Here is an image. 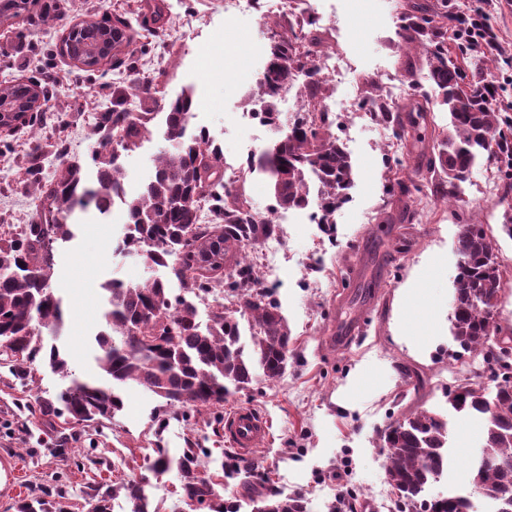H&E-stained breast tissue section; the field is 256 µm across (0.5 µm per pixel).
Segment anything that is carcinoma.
<instances>
[{
    "mask_svg": "<svg viewBox=\"0 0 512 512\" xmlns=\"http://www.w3.org/2000/svg\"><path fill=\"white\" fill-rule=\"evenodd\" d=\"M408 20L417 45L431 59L429 79L448 112L450 135L434 142L426 153L429 171L439 173L437 183H416L406 175L405 160L393 159L389 194L404 203L400 218L415 217L416 206L426 197L447 203L459 200L470 169L483 156L496 166L504 191L512 192V116L473 92L484 79V68L472 65L475 51L448 34V0H416L409 5ZM305 25L303 36L278 40L258 85L266 106L264 120L274 128L278 127L279 91L300 76L311 75L315 66L305 44L318 46L321 38L316 23ZM134 43L127 19L115 15L72 28L60 53L89 69L109 58L121 66L134 54ZM33 91L44 93L34 82L0 84V100L17 108L15 124L31 129L38 124V112L24 108V102ZM431 105L424 93L409 109L382 102L377 115L404 140L414 126L411 113L419 112L424 118L433 111ZM192 112L189 93L168 103L165 133L176 146L157 156L154 176L134 195L122 187L121 157L151 133L154 113H102L95 128L99 148L92 156L97 184L87 183L79 163L61 164L55 179L40 187L43 205L32 222L18 232L0 234V264L6 262L18 270L14 276H0V367L24 381L37 358L43 357L68 384L55 398L39 396L26 409L49 423L61 417L83 421L78 434L57 432L46 448L54 456L68 455V445L78 435L98 432L103 421L121 411L119 391L128 382L164 401L159 419L163 424L170 414L221 406L232 392L247 388L259 377L273 382L288 367V322L273 293L256 288L257 272L245 252L248 246L274 236L278 225L268 218L256 219L245 199L226 191L221 148L204 129L190 136L186 133ZM249 165L269 175L274 211L317 204L328 217L353 182L351 159L339 138L328 126H314L302 118ZM115 200L129 217L119 248L140 252L153 265L169 269L183 294L171 295L164 279L105 283L109 310L104 328L95 335L101 376L85 379L69 371L57 346H47L31 334V326L36 320L56 331L64 323L60 300L51 287L55 261L46 256V244L55 246L74 237L70 220L75 211L93 207L104 214ZM201 202L212 213L210 224L198 223ZM457 243L462 265L454 282L452 336L463 351L485 356L489 317L498 308L502 292L500 269L491 265L496 239L481 224H464ZM211 288L233 296L238 308L230 312L218 302L203 323L186 295ZM5 341L9 345H3ZM482 378L479 371L466 379L462 393L448 397L447 412L417 408L403 416L397 429L389 425L381 431L386 479L401 493L398 512H471L469 498L453 487L446 496L425 499L428 487L448 473L450 414L481 422L482 452L491 462L472 464L471 483L497 508L512 510V386L500 385L492 376L488 385ZM201 452L190 447L172 456L158 448L150 470L156 475L177 470L183 498L196 512H224V500L202 465ZM148 484V478L140 477L127 479L117 488L95 487L90 494L93 512H109L108 503L118 490L124 492L129 512H150ZM62 498L58 486L40 484L17 500L14 509L64 512ZM249 502L264 512H309L303 496L283 497L275 490Z\"/></svg>",
    "mask_w": 512,
    "mask_h": 512,
    "instance_id": "carcinoma-1",
    "label": "carcinoma"
}]
</instances>
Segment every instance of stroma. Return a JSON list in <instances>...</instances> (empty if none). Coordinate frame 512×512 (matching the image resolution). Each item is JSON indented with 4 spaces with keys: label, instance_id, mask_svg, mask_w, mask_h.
Returning a JSON list of instances; mask_svg holds the SVG:
<instances>
[{
    "label": "stroma",
    "instance_id": "obj_1",
    "mask_svg": "<svg viewBox=\"0 0 512 512\" xmlns=\"http://www.w3.org/2000/svg\"><path fill=\"white\" fill-rule=\"evenodd\" d=\"M406 3L296 0L297 9L319 13L324 48L344 55L354 70L341 88L322 87V96L359 99L361 73L401 79L416 94L429 90L425 58H417L414 68L406 66L407 33L397 26ZM115 13L130 18L137 34L133 62L116 67L107 60L88 71L60 54L70 28ZM151 14L157 21L144 28L141 19ZM489 19L505 48L495 72L503 87L500 102L512 105V10L501 2ZM288 20L284 13L272 21L258 10L228 14L224 0H31L26 12L0 19V82L32 79L48 91L37 132L0 131V230L12 232L30 222L41 207L34 182L50 183L62 162H80L94 175V129L104 112L124 108L155 115L151 134L122 157L132 192L149 181L155 158L169 147L161 109L181 92L193 96V128L208 130L226 159L242 162L247 148L269 146L270 128L240 122L238 115L255 97L274 34L287 29ZM390 137L381 122L351 118L340 136L354 168L348 203L332 223L287 224L279 247L261 242L248 249L254 262L266 258L278 269L272 291L291 330L293 356L277 381L257 380L223 406L192 411L163 426L156 423L162 400L129 384L122 410L94 443H78L106 461L98 470L44 453L54 433L47 423H36L27 434L17 428L24 404L64 387L60 375L38 366L34 384L25 387L0 368V512H15L14 502L30 486L57 478L66 491L67 512H88L93 487L140 475L149 478L157 512H191L177 472L156 476L149 467L156 449L174 453L194 445L209 449L205 464L216 474L225 501L241 500L270 483L282 495L305 496L312 512H327L332 500L350 492L360 497L358 512H395L397 494L386 480L378 435L412 410L445 408L449 385L478 365L476 355L453 356L449 318L460 262L459 226L473 222L495 230L496 255L512 266V238L500 232L505 217H512V195H483L494 168L482 159L468 174L459 206L437 200L413 219L385 223V213L395 206L385 188ZM36 147L42 157L32 178L23 158ZM126 222L121 206L107 218L87 210L78 216L75 239L55 251L53 286L66 314L57 344L79 376L98 372L94 335L103 321L104 282L120 278L136 284L160 274L143 257L117 253ZM417 282L424 299L405 300L402 289ZM368 290L375 296L367 306L354 300L348 308L352 314L365 312L363 335L341 350L329 345L337 300L348 291ZM239 407L252 408L270 424L269 439L249 456L239 455L224 437V414ZM480 433L474 422L454 424L457 464L441 487L470 489L464 461L478 449Z\"/></svg>",
    "mask_w": 512,
    "mask_h": 512
}]
</instances>
